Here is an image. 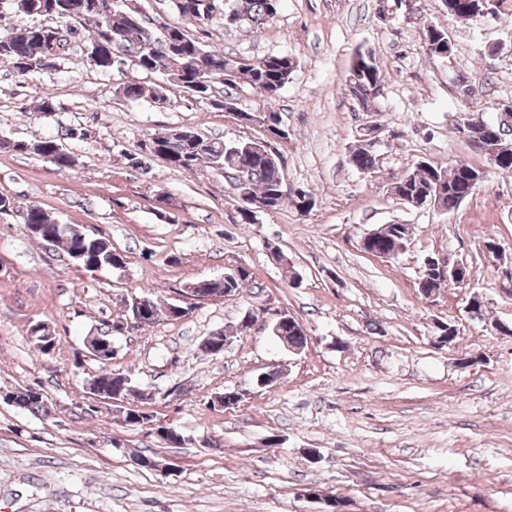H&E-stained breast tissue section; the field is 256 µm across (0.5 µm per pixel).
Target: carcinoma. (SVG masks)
<instances>
[{"instance_id":"carcinoma-1","label":"carcinoma","mask_w":512,"mask_h":512,"mask_svg":"<svg viewBox=\"0 0 512 512\" xmlns=\"http://www.w3.org/2000/svg\"><path fill=\"white\" fill-rule=\"evenodd\" d=\"M103 0H55L63 8L53 13L58 26L38 22L44 17L40 12H27L35 22L0 34V61L11 65L21 75L28 73L22 62L38 56L41 46L61 53L67 39L64 34H80L87 23L92 24L89 37L101 38L100 59L96 66L102 70L114 67L112 59L130 61L133 67L146 74H163L182 88L194 87L197 99L218 107L238 108L236 90L247 85L265 102L262 109L247 111L245 116L252 123L284 139L289 138L282 113L275 108L277 98L290 83L297 61L288 54H268L257 58L236 59L219 50H212L200 42L179 24L172 25L170 35L164 37L142 15L136 0H118L110 4V16L100 14L96 5ZM448 16L459 20L484 18L485 5L492 7L494 18L512 25V5L506 0H442ZM178 14L199 24H207L216 9H222L224 26L263 29L272 25L278 16L281 0H174ZM422 41L425 51L434 58L448 57V31L434 22L423 24ZM224 86V96H215V86ZM385 76L378 66L375 54L370 50L357 51L349 71L346 88L351 99L369 110V104L383 96ZM129 101H147L155 105L167 103L166 88L157 83L131 81L123 84ZM0 147L15 152L34 153L41 157L52 155L53 165L60 172L75 166L72 154H60L56 140L45 139L35 144L25 142H1ZM151 150L162 156L169 165L183 171H195L200 167L221 168L224 175H235L239 168L249 169L248 196L269 203L277 210L287 202L282 191L285 169L281 153H269L262 139L226 142L209 139L192 129L180 130V135L168 140L158 135L152 140ZM377 155L362 139L356 140L349 153V164L364 174L374 172ZM489 182V175H481V169L466 162H458L452 168H442L421 160L399 181L391 186V193L402 203L417 208L433 202V206L445 213L457 210L461 203ZM26 224H42L55 237L54 246L73 255L78 248L83 254L79 263L89 271L99 268H121L125 264L123 254L112 247L102 234L90 232L80 241L72 238L67 225L59 224L46 210L31 205L26 208ZM409 241L406 224H388L372 231L368 250L397 256ZM251 272L245 265H237L226 272L222 279L199 281L201 297L226 296L247 287ZM445 285V278L427 263H422L418 275V287L437 289ZM153 307L141 317V323L150 324L162 318L180 319L182 315L170 311V300L152 297ZM288 344L298 350L307 344V335L301 323L288 328ZM99 393L111 396L112 388L125 385L130 393L131 378L111 371L96 378ZM14 406L36 414H48L44 395H33L28 388L14 392Z\"/></svg>"}]
</instances>
